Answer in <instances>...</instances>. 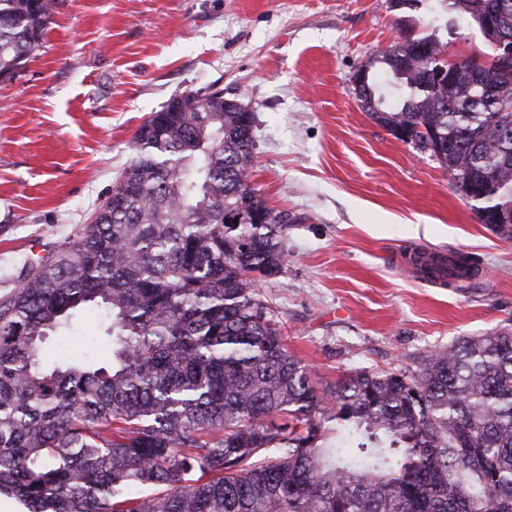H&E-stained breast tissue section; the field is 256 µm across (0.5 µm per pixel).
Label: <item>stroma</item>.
Wrapping results in <instances>:
<instances>
[{"label":"stroma","instance_id":"stroma-1","mask_svg":"<svg viewBox=\"0 0 512 512\" xmlns=\"http://www.w3.org/2000/svg\"><path fill=\"white\" fill-rule=\"evenodd\" d=\"M431 21L391 0H58L39 55L0 80V291L86 224L150 113L216 82L255 114L251 182L288 217L259 291L319 388L512 328V239L356 98L370 55ZM425 251L478 272L427 277Z\"/></svg>","mask_w":512,"mask_h":512}]
</instances>
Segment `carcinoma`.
<instances>
[{"label": "carcinoma", "mask_w": 512, "mask_h": 512, "mask_svg": "<svg viewBox=\"0 0 512 512\" xmlns=\"http://www.w3.org/2000/svg\"><path fill=\"white\" fill-rule=\"evenodd\" d=\"M434 2L444 24L375 52L355 91L478 216L512 206V75L495 40L456 67L442 53L491 9L512 37V0ZM56 7L0 0V78L38 55ZM253 124L215 85L174 97L91 221L10 279L0 497L24 512H512V329L319 390L260 299L288 222L250 182ZM84 310L100 334L47 363L46 338Z\"/></svg>", "instance_id": "cac0c4a2"}]
</instances>
